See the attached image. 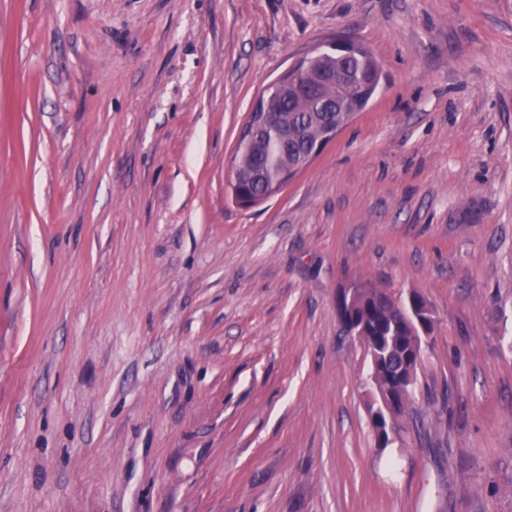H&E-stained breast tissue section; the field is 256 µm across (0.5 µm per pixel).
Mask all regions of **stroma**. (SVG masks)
Masks as SVG:
<instances>
[{
	"label": "stroma",
	"mask_w": 512,
	"mask_h": 512,
	"mask_svg": "<svg viewBox=\"0 0 512 512\" xmlns=\"http://www.w3.org/2000/svg\"><path fill=\"white\" fill-rule=\"evenodd\" d=\"M339 36L375 94L237 206ZM357 280L433 312L383 450ZM0 512H512V0H0ZM355 47L356 46L349 44V41L346 39H337L334 43L328 46L327 50H317L310 55H307L306 57L298 60L293 65H291L286 72L273 80L267 86V90L264 95L261 96L256 102L252 110V114L259 112L267 113L275 103L274 93L276 89L280 88L282 85H288V81L298 76L302 69L307 68L311 60L325 56H333L336 58L337 65L341 66L344 59L352 55L353 49ZM349 69L360 81L361 104L358 108V111L360 112L378 88L382 76L381 71L372 86V82L374 80L373 60L363 51L353 55L349 59Z\"/></svg>",
	"instance_id": "35a3bbf8"
}]
</instances>
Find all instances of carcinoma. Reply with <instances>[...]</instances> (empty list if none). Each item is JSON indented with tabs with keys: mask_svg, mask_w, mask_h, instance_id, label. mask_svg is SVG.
Listing matches in <instances>:
<instances>
[{
	"mask_svg": "<svg viewBox=\"0 0 512 512\" xmlns=\"http://www.w3.org/2000/svg\"><path fill=\"white\" fill-rule=\"evenodd\" d=\"M349 69L360 81L363 108L380 84L374 80L373 60L361 51L349 59ZM272 119L287 124L291 137L286 146L269 138L255 147L237 151L240 172L259 173L257 178L240 182L244 195L257 194L264 186L281 182L280 173L292 153L309 149L322 128L340 125L343 113L320 111L318 102L290 86L283 91L278 112ZM348 292L344 310L351 327L362 336L368 355L373 357L375 391L391 403L386 412L371 410L377 447L384 449L405 430L402 419L410 409V396L426 347L423 335L431 329L432 312L417 311L414 316L421 325L408 324L404 312L409 307L388 291L369 282L355 281L348 286Z\"/></svg>",
	"mask_w": 512,
	"mask_h": 512,
	"instance_id": "1",
	"label": "carcinoma"
}]
</instances>
